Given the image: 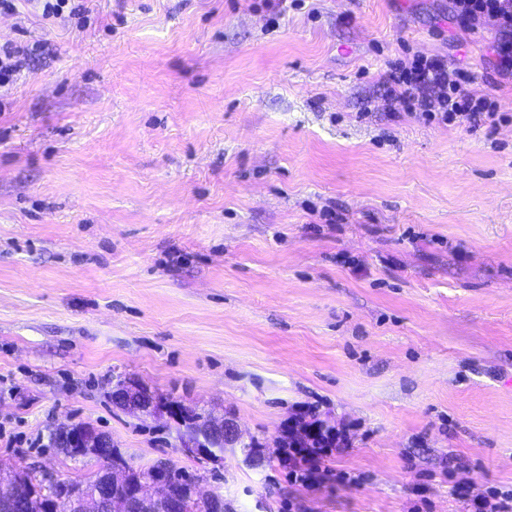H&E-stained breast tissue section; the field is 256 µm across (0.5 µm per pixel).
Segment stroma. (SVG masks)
Listing matches in <instances>:
<instances>
[{"label":"stroma","instance_id":"35a3bbf8","mask_svg":"<svg viewBox=\"0 0 512 512\" xmlns=\"http://www.w3.org/2000/svg\"><path fill=\"white\" fill-rule=\"evenodd\" d=\"M0 12L47 40L0 84V466L72 479L50 442L107 435L133 466L206 471L224 512H465L512 489V78L450 0H84ZM474 72L496 128L387 106L414 55ZM224 415L214 460L118 383ZM359 477L279 464L301 406ZM256 441L259 451L247 449Z\"/></svg>","mask_w":512,"mask_h":512}]
</instances>
